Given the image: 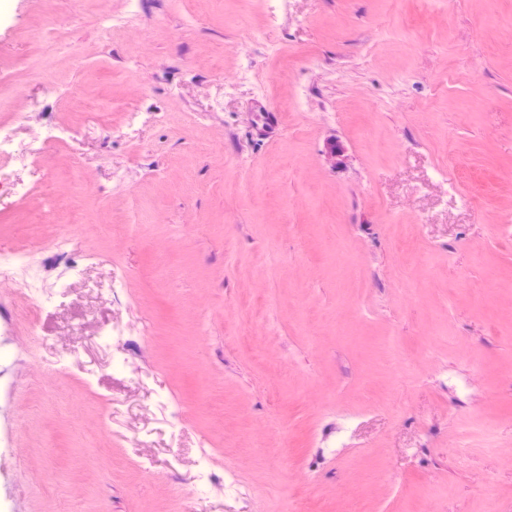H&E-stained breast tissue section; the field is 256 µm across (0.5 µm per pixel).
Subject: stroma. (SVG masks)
Here are the masks:
<instances>
[{
	"label": "stroma",
	"instance_id": "1",
	"mask_svg": "<svg viewBox=\"0 0 512 512\" xmlns=\"http://www.w3.org/2000/svg\"><path fill=\"white\" fill-rule=\"evenodd\" d=\"M17 110L0 253L93 258L0 286V512H512V0H0ZM27 119V114L14 112L10 121L0 122V157L14 159L23 164L37 165L42 152L34 153L36 149L21 148L14 140L10 125ZM69 241L64 237H57L50 241L49 249L53 253L54 266L48 264L46 259L40 257L41 251L28 250L25 253V262L22 256L16 254L0 255V281L1 283L14 282L15 269L20 264L25 277L24 286L14 289V301L27 313H34L48 301L46 291L38 287L49 271L60 266L62 269L56 276L61 280L65 275L69 278H77L81 275L87 261L92 258L90 255L81 256V261L75 260L69 252Z\"/></svg>",
	"mask_w": 512,
	"mask_h": 512
}]
</instances>
